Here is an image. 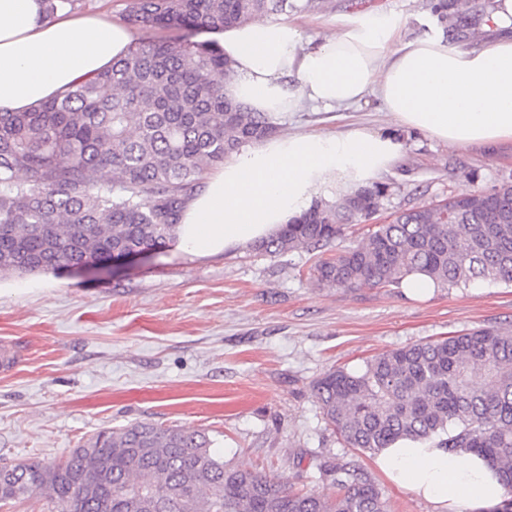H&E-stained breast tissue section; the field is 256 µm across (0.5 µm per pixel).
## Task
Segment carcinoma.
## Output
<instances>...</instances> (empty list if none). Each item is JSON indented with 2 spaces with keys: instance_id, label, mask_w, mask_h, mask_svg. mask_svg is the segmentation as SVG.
I'll list each match as a JSON object with an SVG mask.
<instances>
[{
  "instance_id": "carcinoma-1",
  "label": "carcinoma",
  "mask_w": 512,
  "mask_h": 512,
  "mask_svg": "<svg viewBox=\"0 0 512 512\" xmlns=\"http://www.w3.org/2000/svg\"><path fill=\"white\" fill-rule=\"evenodd\" d=\"M470 0H433L448 40L464 35ZM319 0H129L142 30L223 29L289 15ZM212 42L138 41L104 72L27 112H0V272L106 264L176 238L202 173L248 143L277 134L263 112L224 94L231 73ZM493 207L475 194L449 199L453 221L416 207L371 224L356 244L315 263L318 283L396 287L413 274L438 288L474 280L512 283V184ZM387 187H359L317 202L256 244L277 254L317 250L364 220ZM326 423L343 442L375 454L399 440L468 449L496 468L512 512V330L482 328L382 352L361 370L331 369L314 385ZM0 504L40 493L60 512H387L361 466L319 465L333 499L294 491L233 467L199 430L134 422L105 429L55 463L11 466Z\"/></svg>"
}]
</instances>
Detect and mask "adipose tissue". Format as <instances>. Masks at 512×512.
<instances>
[{
    "label": "adipose tissue",
    "mask_w": 512,
    "mask_h": 512,
    "mask_svg": "<svg viewBox=\"0 0 512 512\" xmlns=\"http://www.w3.org/2000/svg\"><path fill=\"white\" fill-rule=\"evenodd\" d=\"M493 38L462 49L436 35L409 37L391 11L342 16L310 45L293 19H254L215 37L232 63L225 94L276 118L310 102L348 108L376 94L396 121L458 147L512 142V0L485 18ZM124 23L98 15L44 18L41 0H0V112H25L126 54ZM401 143L357 127L254 142L205 178L185 207L175 248L205 258L247 248L306 211L327 185L366 184L397 159ZM376 468L433 512H500L505 490L477 454L398 441Z\"/></svg>",
    "instance_id": "1"
}]
</instances>
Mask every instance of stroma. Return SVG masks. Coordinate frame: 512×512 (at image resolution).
<instances>
[{
    "label": "stroma",
    "instance_id": "obj_1",
    "mask_svg": "<svg viewBox=\"0 0 512 512\" xmlns=\"http://www.w3.org/2000/svg\"><path fill=\"white\" fill-rule=\"evenodd\" d=\"M304 12L318 42L338 16L402 15L427 33L430 0H327ZM375 97L338 112L312 105L277 118L283 133L339 132L391 124ZM398 161L376 176L387 185L382 216L462 191L512 184V143L463 149L400 127ZM345 226L325 252L275 256L243 251L189 260L172 246L106 272L0 273V345L19 354L0 373V462L57 461L103 428L133 422L206 433L226 461L288 486L336 494L320 463L357 461L382 490L388 512H431L392 485L373 458L346 447L319 409L324 372L358 370L373 356L479 328L512 329V283L476 281L406 297L400 288H328L309 271L322 254L358 241Z\"/></svg>",
    "mask_w": 512,
    "mask_h": 512
}]
</instances>
